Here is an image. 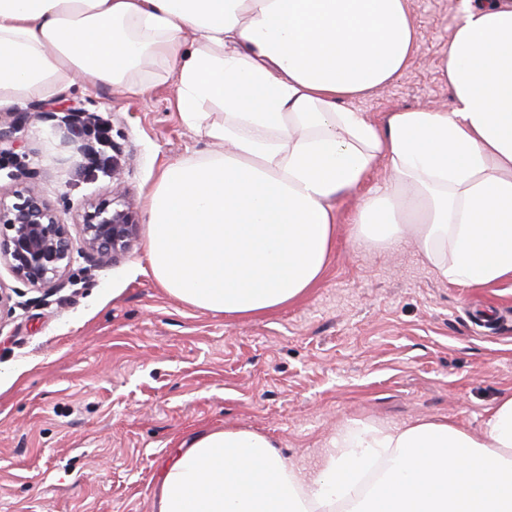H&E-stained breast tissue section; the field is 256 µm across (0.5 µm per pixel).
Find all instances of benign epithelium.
<instances>
[{"instance_id":"benign-epithelium-1","label":"benign epithelium","mask_w":512,"mask_h":512,"mask_svg":"<svg viewBox=\"0 0 512 512\" xmlns=\"http://www.w3.org/2000/svg\"><path fill=\"white\" fill-rule=\"evenodd\" d=\"M12 197L9 202L0 195V262L28 286L61 287L73 261L68 225L37 186H25ZM81 218L84 252L97 264L116 263L137 241L136 213L118 190L110 199L83 206Z\"/></svg>"}]
</instances>
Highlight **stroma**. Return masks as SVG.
<instances>
[{
    "instance_id": "obj_1",
    "label": "stroma",
    "mask_w": 512,
    "mask_h": 512,
    "mask_svg": "<svg viewBox=\"0 0 512 512\" xmlns=\"http://www.w3.org/2000/svg\"><path fill=\"white\" fill-rule=\"evenodd\" d=\"M409 8L417 54L355 101L369 118L448 101L441 58L457 0H409ZM142 78L150 93L66 81L0 109L17 155L0 163V192L38 185L74 249L62 287L50 291L0 264L12 296L0 312V512H154L162 464L208 428L266 433L307 468L348 420L435 418L479 432L487 409L512 394V281L448 282L410 239L392 250L354 243L355 198L337 206L320 280L260 317L227 318L171 297L148 269L145 237L115 264L86 257L81 204L119 184L144 216L165 166L214 148L181 120L163 65ZM77 112L108 120L114 172L75 179L82 153L60 127Z\"/></svg>"
}]
</instances>
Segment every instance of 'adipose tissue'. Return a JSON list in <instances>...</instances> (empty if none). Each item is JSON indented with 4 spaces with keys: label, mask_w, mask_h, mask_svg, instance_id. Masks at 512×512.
Returning a JSON list of instances; mask_svg holds the SVG:
<instances>
[{
    "label": "adipose tissue",
    "mask_w": 512,
    "mask_h": 512,
    "mask_svg": "<svg viewBox=\"0 0 512 512\" xmlns=\"http://www.w3.org/2000/svg\"><path fill=\"white\" fill-rule=\"evenodd\" d=\"M462 11L447 106L375 122L351 103L413 60L407 0H0V108L75 78L144 93L147 62L172 72L181 119L221 144L168 164L146 201L149 271L192 307L244 318L304 295L353 193L354 241L414 236L443 279L485 286L512 279V0ZM380 160L385 191L360 195ZM154 512H512V395L476 434L347 422L308 473L265 433L210 428L166 463Z\"/></svg>",
    "instance_id": "1"
}]
</instances>
